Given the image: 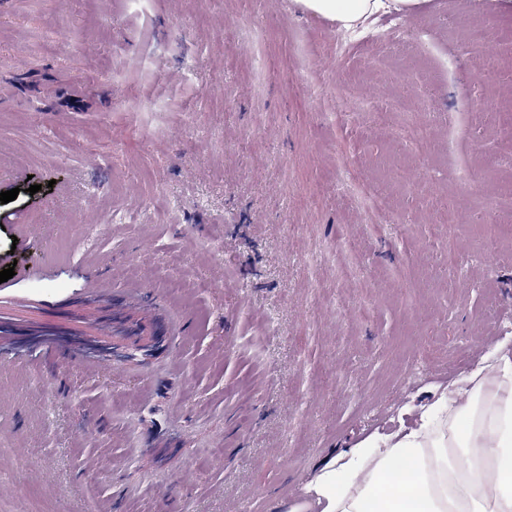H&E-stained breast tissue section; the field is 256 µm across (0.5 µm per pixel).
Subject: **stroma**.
<instances>
[{
    "label": "stroma",
    "instance_id": "1",
    "mask_svg": "<svg viewBox=\"0 0 512 512\" xmlns=\"http://www.w3.org/2000/svg\"><path fill=\"white\" fill-rule=\"evenodd\" d=\"M403 20L401 53L359 44L338 61L336 22L295 0H0V193L19 191L0 203V270H15L0 298L22 322L0 375V512H84L90 488L98 512H288L329 453L396 430L408 402L512 340V243L487 265L477 226L487 192H512V70L470 87L474 28L512 60V11L422 0ZM313 78L375 101L418 84L428 153L366 111L336 129ZM345 145L393 199L381 234L337 179ZM436 194L461 224L429 249ZM115 208L129 223L103 224ZM345 232L364 244L350 283ZM410 246L409 292L394 271ZM92 274L162 315H72ZM90 343L149 352L107 370ZM339 250L343 253L344 261L336 266V277L349 281L358 276L360 270L361 249L358 243L351 239L342 238L338 242Z\"/></svg>",
    "mask_w": 512,
    "mask_h": 512
}]
</instances>
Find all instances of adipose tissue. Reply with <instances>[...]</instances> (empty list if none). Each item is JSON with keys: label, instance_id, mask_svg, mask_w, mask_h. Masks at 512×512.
<instances>
[{"label": "adipose tissue", "instance_id": "obj_1", "mask_svg": "<svg viewBox=\"0 0 512 512\" xmlns=\"http://www.w3.org/2000/svg\"><path fill=\"white\" fill-rule=\"evenodd\" d=\"M302 14L355 28L420 0H296ZM405 482L391 481L395 465ZM305 512H512V350L418 406L415 422L340 449L313 473Z\"/></svg>", "mask_w": 512, "mask_h": 512}]
</instances>
